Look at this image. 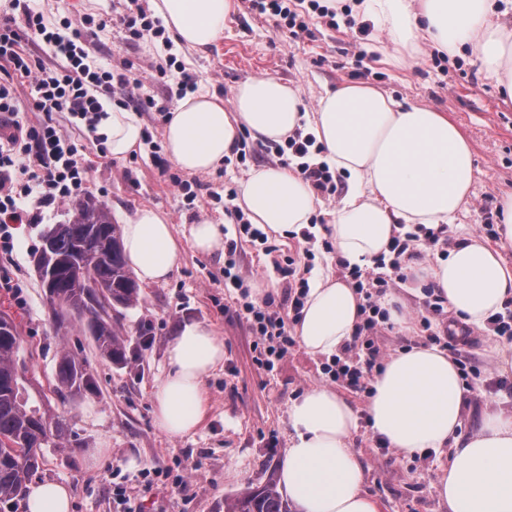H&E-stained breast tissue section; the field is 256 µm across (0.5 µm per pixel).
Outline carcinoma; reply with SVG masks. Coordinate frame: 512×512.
Masks as SVG:
<instances>
[{"label": "carcinoma", "mask_w": 512, "mask_h": 512, "mask_svg": "<svg viewBox=\"0 0 512 512\" xmlns=\"http://www.w3.org/2000/svg\"><path fill=\"white\" fill-rule=\"evenodd\" d=\"M121 229L103 203L76 210L73 222L58 224L43 237L42 250L61 265L54 274V288L78 317L97 348L112 363H127L126 339L112 324L111 308L130 309L140 300V288L128 268L121 245ZM90 255L93 265L85 283L77 288L68 264ZM21 336L18 327L0 332V500L24 496L27 482L42 464V448L60 444L67 426L48 421L40 408L29 405V395L17 368ZM87 363L64 351L57 359L54 392L65 398L73 391H95ZM224 512H292L271 472L259 485L248 484L232 498L224 499Z\"/></svg>", "instance_id": "cac0c4a2"}]
</instances>
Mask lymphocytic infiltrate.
<instances>
[{
	"mask_svg": "<svg viewBox=\"0 0 512 512\" xmlns=\"http://www.w3.org/2000/svg\"><path fill=\"white\" fill-rule=\"evenodd\" d=\"M252 8L279 18L293 35L307 33L309 15L335 17V10L319 0H307L305 12L291 9L289 0H250ZM118 27L129 39L161 42L166 54L149 57L147 64L159 73L174 69L177 96L197 88V78L178 59L174 44L165 35L161 21L148 17L138 0H122L120 11L112 18L93 20L85 15L65 20L62 27L47 24L42 12L24 8L22 18L0 14V250L15 248L13 225L34 224L47 209L77 201L87 183V168L82 162L75 133L96 132L107 116L109 106L136 112H154L155 98L131 69L115 70L93 58L99 31ZM41 39L59 58L58 66L46 67L42 60L27 54L22 47L24 35ZM28 80L27 107H19L18 80ZM120 98H113V90ZM68 116L67 125H59L55 113ZM315 144L311 135L295 133L277 157L291 155L297 168L314 190L335 195L340 180L324 163L311 164L307 158ZM418 237L411 232L394 235L386 257L378 258L373 271L354 269L347 277L363 298L361 322L352 343L340 355L326 363L323 371L329 381L356 392L366 391L367 380L377 366L381 348L375 338L389 326V313L381 300L391 282L406 280L405 263L420 259ZM240 315L249 322L255 337L253 349L258 365L269 368L283 359L293 339L288 334L284 315L276 311L243 304Z\"/></svg>",
	"mask_w": 512,
	"mask_h": 512,
	"instance_id": "lymphocytic-infiltrate-1",
	"label": "lymphocytic infiltrate"
}]
</instances>
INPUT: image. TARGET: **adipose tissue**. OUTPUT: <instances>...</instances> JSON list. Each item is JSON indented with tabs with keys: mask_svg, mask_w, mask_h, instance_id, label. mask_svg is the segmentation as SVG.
<instances>
[{
	"mask_svg": "<svg viewBox=\"0 0 512 512\" xmlns=\"http://www.w3.org/2000/svg\"><path fill=\"white\" fill-rule=\"evenodd\" d=\"M154 12L181 43L203 52L224 37L233 0H151ZM354 11L385 34L388 57L408 65L429 42L454 56L469 52L495 78L503 104L512 105V26L495 21L496 0H356ZM313 134L317 161L341 174L347 191L326 234L336 258L372 266L400 229L452 224L472 201L471 144L446 112L396 102L367 83H343L305 111L300 91L261 75L231 91L178 101L165 125L171 160L190 174H205L233 153L242 133L259 142H286ZM107 152L121 159L142 143L136 117L116 109L99 125ZM237 206L251 223L286 236L308 228L318 208L313 188L295 168L259 164L238 185ZM497 243L470 235L447 256L410 266L409 293L434 285L448 309L475 329L512 301V194L497 207ZM128 264L146 284L164 282L180 252L166 216L140 208L122 227ZM309 293L294 333L310 353L332 355L349 343L360 321L361 299L352 286L324 271L309 279ZM168 370L155 387V420L172 436L195 430L208 413L204 377L224 361V343L208 325L183 324L166 350ZM366 411L373 432L406 454L449 451L437 478L448 512H512V411L485 412L464 430L465 388L445 350L417 344L387 358L370 381ZM291 438L281 484L301 512H381L363 489L364 468L350 446L357 427L352 404L318 385L288 407Z\"/></svg>",
	"mask_w": 512,
	"mask_h": 512,
	"instance_id": "1",
	"label": "adipose tissue"
}]
</instances>
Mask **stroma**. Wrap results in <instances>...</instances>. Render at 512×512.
Returning a JSON list of instances; mask_svg holds the SVG:
<instances>
[{
    "label": "stroma",
    "mask_w": 512,
    "mask_h": 512,
    "mask_svg": "<svg viewBox=\"0 0 512 512\" xmlns=\"http://www.w3.org/2000/svg\"><path fill=\"white\" fill-rule=\"evenodd\" d=\"M116 0H40L46 19L111 14ZM360 21L338 16L336 24L317 17L307 36L293 37L275 17L248 10L245 0L234 7L223 39L204 52L177 46L176 53L197 76L198 89L229 97L233 87L257 75H271L298 86L306 109L328 90L344 82H366L404 103L424 104L447 112L469 138L475 166L473 199L459 214L453 237L475 232L485 218L495 217L502 194L512 193V107L499 103L496 83L469 53H438L423 45L408 66L396 68L382 61L376 33H363ZM366 51L357 60L358 51ZM150 42L130 41L119 30L101 31L94 57L122 68L140 66L153 53ZM141 68V66H140ZM145 91L158 104H167L171 78L141 68ZM240 154L232 155L215 171L201 175L204 185L194 204L178 197L148 156V146L117 160L84 143L80 154L88 168L87 193L105 203L114 223L122 225L139 208L163 212L173 226L181 251L168 280L141 288L132 309L119 310L113 320L129 341V365H115L85 336L76 318L63 327L51 320L34 258L48 228L68 220L67 207L48 213L40 224L16 225L13 254L0 253V277L21 283L22 294L0 285V312L14 318L21 336L18 370L30 399L49 419H63L67 440L44 450V460L32 483L54 481L72 495L71 512H218L225 498L247 483L265 481L280 468L288 448V407L306 388L322 385L324 356L293 344L273 369L259 366L253 351L249 322L236 316L240 291L224 288L226 251L205 255L190 244L193 224L201 219L226 224L235 231L236 207L226 193L253 165L266 163L270 144L243 136ZM336 197L321 199L309 243L269 236L267 243L241 240L235 258L252 280L270 283L267 295L274 309L287 311L288 285L275 271L287 258L297 261L303 276L323 268L341 275L334 253L325 250L324 230L331 221ZM313 262H306L304 249ZM411 318L409 332L385 329L378 335L383 354L422 340L418 296L395 284ZM197 321L213 327L224 342V362L204 379L210 413L193 432L172 438L155 423L153 390L166 371V348L177 327ZM68 350L85 360L97 389L60 399L53 391L55 364ZM357 410L351 446L365 469V490L381 512H446L436 492L442 456L426 451L414 457L396 453L385 462L366 414L365 393L348 392ZM123 488L129 500L121 506L114 494Z\"/></svg>",
    "instance_id": "35a3bbf8"
}]
</instances>
